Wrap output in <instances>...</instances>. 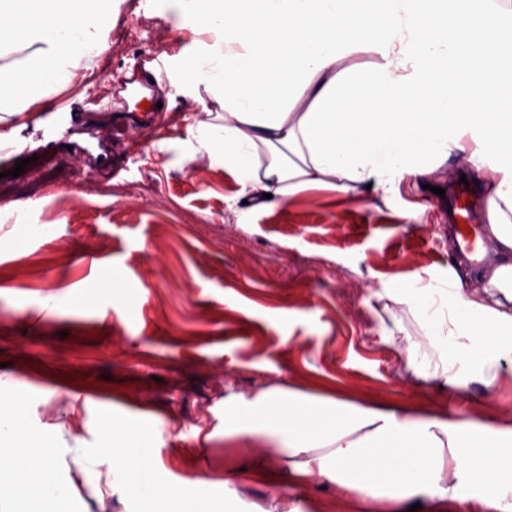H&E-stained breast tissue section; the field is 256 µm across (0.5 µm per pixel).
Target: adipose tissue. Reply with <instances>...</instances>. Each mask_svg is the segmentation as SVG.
<instances>
[{
    "mask_svg": "<svg viewBox=\"0 0 512 512\" xmlns=\"http://www.w3.org/2000/svg\"><path fill=\"white\" fill-rule=\"evenodd\" d=\"M95 0H0V140L32 108L50 104L103 52L111 8ZM424 0L399 15L395 0H179L188 26L213 34L193 60L194 81L217 107L190 126L194 152L215 158L238 187L237 200L272 209L324 187L367 192L390 207L404 180L433 175L452 151L468 154L471 178L485 185L487 241L494 255L470 289L458 268L451 288L427 269L382 292L390 317L381 331L422 387L466 398L492 387L500 360H512V0L453 12ZM414 324L419 340L404 339ZM64 427L34 452L19 408L0 407V446L13 451L15 491L0 512H53L85 485L146 501L149 512H201L209 479L168 487L151 479L149 449L163 444L151 422L116 438L122 456ZM224 441L253 454V480L280 490L310 476L336 486L362 512L413 500L442 512H512V419L456 418L437 409L389 408L338 397L314 398L271 386L224 397ZM74 464L76 480H63ZM38 471L37 487L26 482Z\"/></svg>",
    "mask_w": 512,
    "mask_h": 512,
    "instance_id": "adipose-tissue-1",
    "label": "adipose tissue"
}]
</instances>
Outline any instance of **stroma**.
<instances>
[{
    "label": "stroma",
    "mask_w": 512,
    "mask_h": 512,
    "mask_svg": "<svg viewBox=\"0 0 512 512\" xmlns=\"http://www.w3.org/2000/svg\"><path fill=\"white\" fill-rule=\"evenodd\" d=\"M123 0L108 48L83 79L59 90L80 102L77 122L107 153L82 175L69 158L55 106L38 109L12 145L42 133L50 148L18 177L0 178V207L22 206L0 247V403L22 396L32 434L63 414L75 393L85 422L163 429L153 449L155 480L196 474L220 482L249 467L224 445V396L280 380L297 390L352 400L461 407L447 393L415 387L372 313L385 288L426 267L448 273V201L404 185L392 209L363 193L307 190L272 211L231 208L233 181L187 147L188 127L214 106L193 91L201 37L182 23L175 0ZM165 57L160 123L129 127L105 107L110 81L137 57ZM143 147L131 162L125 145ZM97 331V341L80 334ZM109 376L106 388L73 386L68 373ZM127 392H119V384ZM212 434L196 447L195 431ZM132 499L94 502L79 489L56 512H139Z\"/></svg>",
    "instance_id": "obj_1"
}]
</instances>
